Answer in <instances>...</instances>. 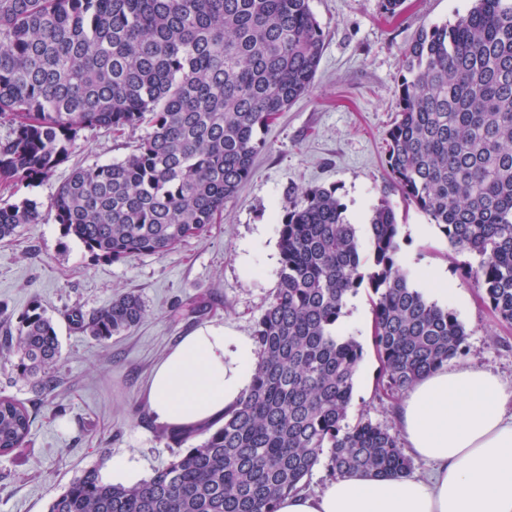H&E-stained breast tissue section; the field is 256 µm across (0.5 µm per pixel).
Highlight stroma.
<instances>
[{"instance_id": "35a3bbf8", "label": "stroma", "mask_w": 512, "mask_h": 512, "mask_svg": "<svg viewBox=\"0 0 512 512\" xmlns=\"http://www.w3.org/2000/svg\"><path fill=\"white\" fill-rule=\"evenodd\" d=\"M396 20H385L380 0H311L324 31L313 90L281 112L262 137L264 151L251 177L224 205L205 237L190 238L162 256L112 262L93 256L54 221L26 226L0 241V322L31 303L53 317L61 344L60 379L42 395L11 368L0 367V397L24 404L33 423L28 441L0 455V512H47L49 503L85 471L107 476L113 461L151 477L180 452L161 433L148 383L155 368L194 329L220 323L226 335L248 336L278 284V221L290 184L335 190L351 223L366 224L388 203L399 221L400 254L415 285L432 296L420 273L448 278L452 309L468 333L462 363L484 367L512 383V326L500 324L462 267L474 255L456 251L428 216L391 185L385 134L397 111V79L404 51L421 29L454 23L472 0H407ZM136 139L102 129L82 131L69 162L47 180L22 186L18 198L48 205L73 166L127 156ZM140 296L147 310L132 332L97 341L69 324L67 309L91 313L119 293ZM368 289L348 296L336 325L364 346L346 421L395 428L393 401L376 391ZM197 300L192 314L178 305Z\"/></svg>"}]
</instances>
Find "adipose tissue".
I'll return each mask as SVG.
<instances>
[{"mask_svg": "<svg viewBox=\"0 0 512 512\" xmlns=\"http://www.w3.org/2000/svg\"><path fill=\"white\" fill-rule=\"evenodd\" d=\"M255 345L208 324L183 336L157 366L150 407L164 424L222 415L252 383ZM399 431L424 474L361 472L317 494L283 497L277 512H512V384L451 362L419 379L395 409Z\"/></svg>", "mask_w": 512, "mask_h": 512, "instance_id": "ef3b65f1", "label": "adipose tissue"}]
</instances>
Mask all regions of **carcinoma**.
Returning a JSON list of instances; mask_svg holds the SVG:
<instances>
[{"label": "carcinoma", "instance_id": "1", "mask_svg": "<svg viewBox=\"0 0 512 512\" xmlns=\"http://www.w3.org/2000/svg\"><path fill=\"white\" fill-rule=\"evenodd\" d=\"M323 40L310 0H0V188L51 177L85 129L145 126L124 159L75 168L48 215L98 258L164 255L202 236L250 178L265 148L258 131L311 91ZM398 90L390 180L478 258L465 274L512 325V0H475L454 23L421 30ZM345 211L334 190L287 189L252 384L224 417L163 430L178 445L201 441L133 486L91 470L48 512H276L326 448L337 478L410 474L389 429L345 423L363 360L359 341L336 334L346 299L373 293L378 384L392 397L460 357L467 332L399 263L390 206L363 230ZM44 219L32 200L0 203V240ZM144 314L138 295L122 293L66 318L104 342ZM0 359L40 392L56 390L60 341L39 305L0 339ZM31 425L23 405L0 397V454L26 443Z\"/></svg>", "mask_w": 512, "mask_h": 512}]
</instances>
